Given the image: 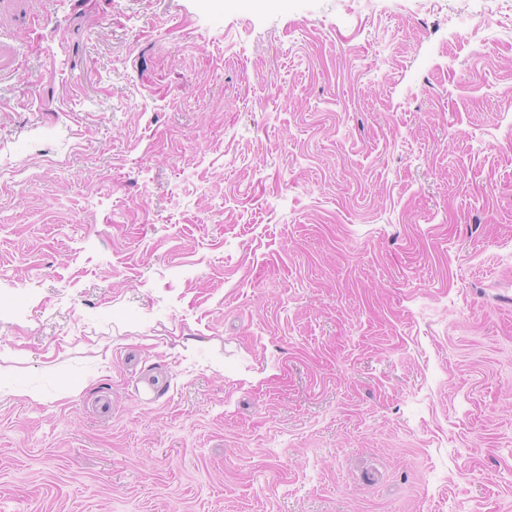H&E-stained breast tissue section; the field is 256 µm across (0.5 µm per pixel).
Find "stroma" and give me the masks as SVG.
<instances>
[{"mask_svg":"<svg viewBox=\"0 0 512 512\" xmlns=\"http://www.w3.org/2000/svg\"><path fill=\"white\" fill-rule=\"evenodd\" d=\"M0 512H512V0H0Z\"/></svg>","mask_w":512,"mask_h":512,"instance_id":"stroma-1","label":"stroma"}]
</instances>
